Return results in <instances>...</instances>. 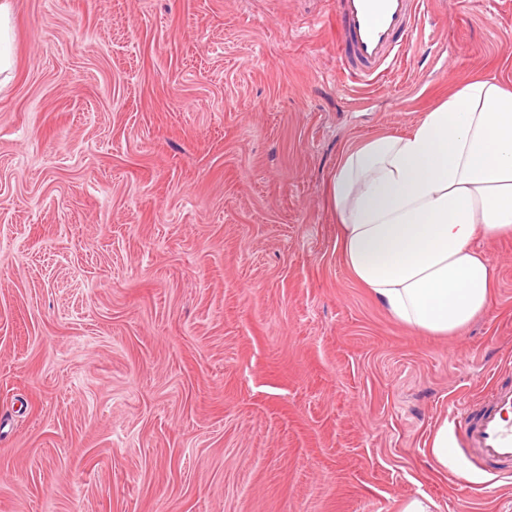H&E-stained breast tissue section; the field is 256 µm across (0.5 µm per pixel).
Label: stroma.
<instances>
[{"mask_svg":"<svg viewBox=\"0 0 512 512\" xmlns=\"http://www.w3.org/2000/svg\"><path fill=\"white\" fill-rule=\"evenodd\" d=\"M0 88V512H512L431 439L512 379V238L461 332L396 323L336 243L350 144L474 79L512 0H426L364 99L331 0H11Z\"/></svg>","mask_w":512,"mask_h":512,"instance_id":"obj_1","label":"stroma"}]
</instances>
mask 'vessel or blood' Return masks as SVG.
<instances>
[{
  "mask_svg": "<svg viewBox=\"0 0 512 512\" xmlns=\"http://www.w3.org/2000/svg\"><path fill=\"white\" fill-rule=\"evenodd\" d=\"M422 0H334L336 61L355 87L382 81L410 51L419 34ZM461 445L482 464H512V382L490 386L478 408L450 416Z\"/></svg>",
  "mask_w": 512,
  "mask_h": 512,
  "instance_id": "1",
  "label": "vessel or blood"
}]
</instances>
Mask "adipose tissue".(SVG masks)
<instances>
[{"label": "adipose tissue", "mask_w": 512, "mask_h": 512, "mask_svg": "<svg viewBox=\"0 0 512 512\" xmlns=\"http://www.w3.org/2000/svg\"><path fill=\"white\" fill-rule=\"evenodd\" d=\"M326 195L354 280L403 325L460 331L496 286L475 241L512 236V92L471 81L409 132L347 148Z\"/></svg>", "instance_id": "obj_1"}]
</instances>
